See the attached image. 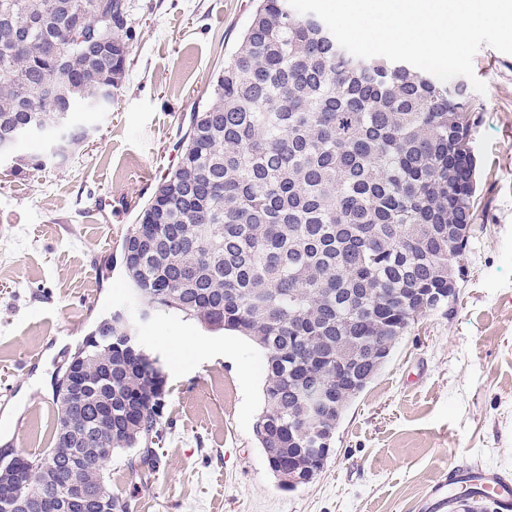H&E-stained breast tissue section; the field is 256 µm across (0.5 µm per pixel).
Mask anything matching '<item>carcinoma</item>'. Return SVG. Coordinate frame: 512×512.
Masks as SVG:
<instances>
[{
  "instance_id": "1",
  "label": "carcinoma",
  "mask_w": 512,
  "mask_h": 512,
  "mask_svg": "<svg viewBox=\"0 0 512 512\" xmlns=\"http://www.w3.org/2000/svg\"><path fill=\"white\" fill-rule=\"evenodd\" d=\"M93 48L74 30L73 0H14L0 13V136L53 126L60 111L104 82L119 91L133 33L125 0ZM37 37L15 46L13 36ZM55 84L48 101L39 93ZM477 104L468 84L445 85L404 62L344 50L314 14L259 0L236 49L192 114L177 166L122 241L134 300L235 331L266 356L255 432L270 466L306 475L324 456L346 409L416 320L448 302L476 220ZM74 352L84 398L58 417L53 446L24 457V485L0 512H130L131 504L77 508L66 487L111 489L107 463L131 450L159 466L172 429L163 374L140 368L115 310ZM86 459L63 469L70 454ZM448 505L489 512L464 490Z\"/></svg>"
}]
</instances>
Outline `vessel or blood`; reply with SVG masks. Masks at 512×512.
Instances as JSON below:
<instances>
[{"instance_id":"1","label":"vessel or blood","mask_w":512,"mask_h":512,"mask_svg":"<svg viewBox=\"0 0 512 512\" xmlns=\"http://www.w3.org/2000/svg\"><path fill=\"white\" fill-rule=\"evenodd\" d=\"M458 488L481 496L491 495L499 512H512V482L506 481L492 465L455 467L444 472L428 490L422 503L423 512H447L448 498Z\"/></svg>"}]
</instances>
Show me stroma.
Listing matches in <instances>:
<instances>
[{"instance_id":"obj_1","label":"stroma","mask_w":512,"mask_h":512,"mask_svg":"<svg viewBox=\"0 0 512 512\" xmlns=\"http://www.w3.org/2000/svg\"><path fill=\"white\" fill-rule=\"evenodd\" d=\"M129 71L108 112L77 107L90 138L60 167L13 175L0 165V455L50 447L53 383L98 318L136 314L121 239L180 158L254 0H130ZM487 86L472 131L476 221L454 308L428 312L347 408L323 471L281 488L254 426L265 358L245 337L180 316L138 336L167 381L173 421L161 466L131 482L134 452L113 454L112 492L134 512H417L454 465L512 475V55L482 46ZM106 198L108 219L96 211Z\"/></svg>"}]
</instances>
